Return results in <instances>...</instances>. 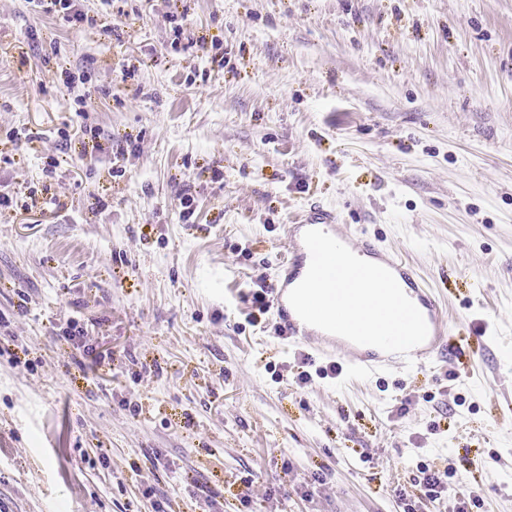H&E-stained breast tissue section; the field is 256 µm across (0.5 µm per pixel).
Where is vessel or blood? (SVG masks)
<instances>
[{
    "mask_svg": "<svg viewBox=\"0 0 512 512\" xmlns=\"http://www.w3.org/2000/svg\"><path fill=\"white\" fill-rule=\"evenodd\" d=\"M310 229L333 234L337 240L349 247L360 245L366 256L390 269L397 282L406 286L410 298L422 313L429 329L426 341L413 348L409 355L402 356L390 354L375 347L367 348L357 345L305 324L290 305L288 293L305 266L308 249L303 242V235ZM288 238L291 245L290 256L287 263L277 269L275 286L272 290L275 327L279 337L293 341L318 354L327 355L329 360L339 361L347 372L367 376L384 371L393 365L404 366L409 359L418 366L449 359L450 326L444 304L424 286L413 268L386 246L368 239L358 240L356 231L344 229L341 224H338L335 213L317 207L310 208L296 220L295 224L289 225Z\"/></svg>",
    "mask_w": 512,
    "mask_h": 512,
    "instance_id": "1",
    "label": "vessel or blood"
}]
</instances>
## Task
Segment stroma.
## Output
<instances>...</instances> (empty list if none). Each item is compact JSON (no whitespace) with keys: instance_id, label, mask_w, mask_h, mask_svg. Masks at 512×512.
I'll list each match as a JSON object with an SVG mask.
<instances>
[{"instance_id":"1","label":"stroma","mask_w":512,"mask_h":512,"mask_svg":"<svg viewBox=\"0 0 512 512\" xmlns=\"http://www.w3.org/2000/svg\"><path fill=\"white\" fill-rule=\"evenodd\" d=\"M82 8L0 0V500L404 512L428 466L414 512H512V0ZM314 206L425 279L461 356L297 384L249 315ZM29 3H36L34 7H41L44 13L62 14L63 18L70 23H81L88 20L87 15L76 8L77 0H29ZM420 473L423 476L418 481H415L414 486H420V491L424 492V496L430 502L441 499L442 493L448 484L447 469L429 470V468L423 467Z\"/></svg>"}]
</instances>
